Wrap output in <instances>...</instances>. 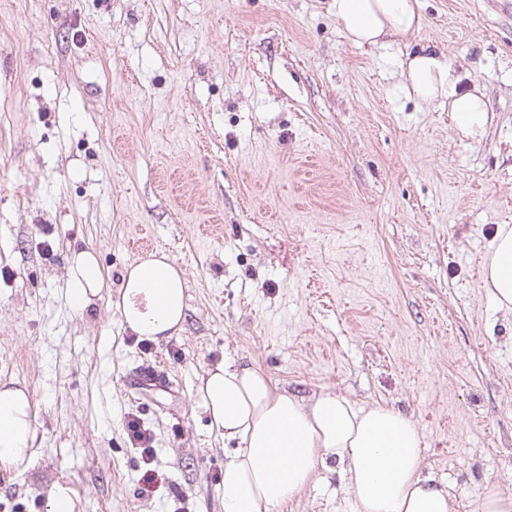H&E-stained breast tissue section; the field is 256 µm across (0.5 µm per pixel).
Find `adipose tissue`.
Instances as JSON below:
<instances>
[{
	"label": "adipose tissue",
	"mask_w": 512,
	"mask_h": 512,
	"mask_svg": "<svg viewBox=\"0 0 512 512\" xmlns=\"http://www.w3.org/2000/svg\"><path fill=\"white\" fill-rule=\"evenodd\" d=\"M328 11L362 48L390 46L425 23L419 0H329ZM401 67L408 97L447 103L460 135L476 142L484 137L487 99L465 84L443 50L418 46ZM68 269L77 306L106 285L92 252L69 256ZM483 286L500 308L512 310L511 224L496 227ZM186 289L182 270L157 250L127 266L115 307L127 329L159 343L182 330ZM197 397L230 447L220 490L224 512H274L332 466L350 512H451L447 486L423 472L420 431L399 409L360 406L331 391L304 399L274 386L261 368L229 357L201 377ZM34 424L26 390L0 384V466L29 458Z\"/></svg>",
	"instance_id": "adipose-tissue-1"
}]
</instances>
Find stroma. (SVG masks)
I'll return each mask as SVG.
<instances>
[{"instance_id":"1","label":"stroma","mask_w":512,"mask_h":512,"mask_svg":"<svg viewBox=\"0 0 512 512\" xmlns=\"http://www.w3.org/2000/svg\"><path fill=\"white\" fill-rule=\"evenodd\" d=\"M420 5L408 43L370 50L327 0H0V381L37 411L1 506L223 512L196 388L227 357L304 398L402 409L452 512L512 492V312L480 281L512 224V9ZM421 43L485 92L481 141L406 98ZM142 237L188 285L182 330L145 348L113 306ZM83 250L107 286L77 308ZM142 365L165 382L133 391ZM131 416L165 479L151 495ZM337 480L279 512H347ZM126 430L134 448L141 450L145 465H150L153 437L149 429L144 428L139 419L131 416L126 422Z\"/></svg>"}]
</instances>
